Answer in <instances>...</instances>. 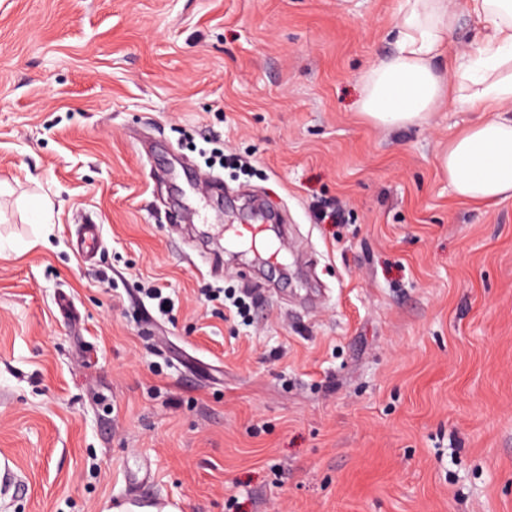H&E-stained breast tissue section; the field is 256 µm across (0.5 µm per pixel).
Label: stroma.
Listing matches in <instances>:
<instances>
[{
    "instance_id": "1",
    "label": "stroma",
    "mask_w": 512,
    "mask_h": 512,
    "mask_svg": "<svg viewBox=\"0 0 512 512\" xmlns=\"http://www.w3.org/2000/svg\"><path fill=\"white\" fill-rule=\"evenodd\" d=\"M450 5L463 56L490 29ZM398 14L0 0V512H114L133 469L176 512H512V198L448 186L467 105L398 131L360 114ZM207 170L221 191L183 200ZM255 203L288 226L282 266L224 251ZM217 286L258 294L250 326L201 299ZM100 245V231L95 224H84L77 241V252L85 259H91L94 250Z\"/></svg>"
}]
</instances>
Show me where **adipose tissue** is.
I'll return each mask as SVG.
<instances>
[{
    "label": "adipose tissue",
    "mask_w": 512,
    "mask_h": 512,
    "mask_svg": "<svg viewBox=\"0 0 512 512\" xmlns=\"http://www.w3.org/2000/svg\"><path fill=\"white\" fill-rule=\"evenodd\" d=\"M492 35L462 57L448 56L457 13L448 0H400L394 52L364 74L363 115L386 129L426 122L459 101L485 115L456 135L441 158L461 199L512 198V0H468ZM447 56V65L436 59Z\"/></svg>",
    "instance_id": "obj_1"
}]
</instances>
